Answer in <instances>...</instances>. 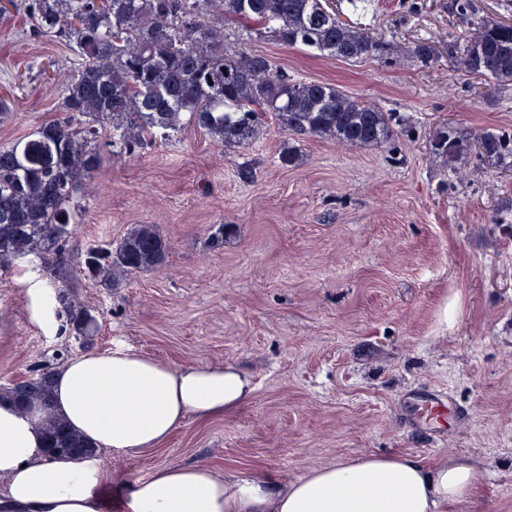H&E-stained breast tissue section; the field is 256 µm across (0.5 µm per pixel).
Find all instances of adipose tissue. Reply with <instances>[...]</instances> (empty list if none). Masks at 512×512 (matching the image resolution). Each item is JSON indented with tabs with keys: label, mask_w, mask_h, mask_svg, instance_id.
I'll list each match as a JSON object with an SVG mask.
<instances>
[{
	"label": "adipose tissue",
	"mask_w": 512,
	"mask_h": 512,
	"mask_svg": "<svg viewBox=\"0 0 512 512\" xmlns=\"http://www.w3.org/2000/svg\"><path fill=\"white\" fill-rule=\"evenodd\" d=\"M252 392L230 366L175 369L130 351L81 355L57 372L56 413L99 450L116 456L153 448L187 415L234 410ZM40 412L0 406V512H101L98 458L49 457ZM468 462L425 468L403 456L366 457L312 469L277 486L263 478L222 480L204 462L166 467L129 487L130 512H443L468 501Z\"/></svg>",
	"instance_id": "adipose-tissue-1"
}]
</instances>
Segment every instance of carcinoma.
I'll return each mask as SVG.
<instances>
[{
    "label": "carcinoma",
    "instance_id": "carcinoma-1",
    "mask_svg": "<svg viewBox=\"0 0 512 512\" xmlns=\"http://www.w3.org/2000/svg\"><path fill=\"white\" fill-rule=\"evenodd\" d=\"M40 32L64 38L76 67L61 79L64 117L26 140L0 146V268L13 260H40L55 280L51 258L63 257L78 230L77 197L84 180L104 159L100 139L112 132V154L135 156L188 124L226 148L246 145L271 113L297 140L330 139L365 148L392 139V114L359 102L337 87L302 81L267 56L233 42L221 18L245 25L259 38L306 48L349 62L384 50L366 30L343 22L325 0H7ZM459 64L494 87L512 86V26L481 19L459 49ZM432 152L448 164L473 150L512 158V140L493 132L475 142L442 127ZM169 247L154 224H137L112 245L97 244L77 255V270L89 286L112 287L140 270H156ZM56 302L74 335L90 342L97 320L58 290ZM53 373L0 388V403L21 412L51 410ZM46 453L81 459L95 447L60 417L42 426Z\"/></svg>",
    "mask_w": 512,
    "mask_h": 512
}]
</instances>
